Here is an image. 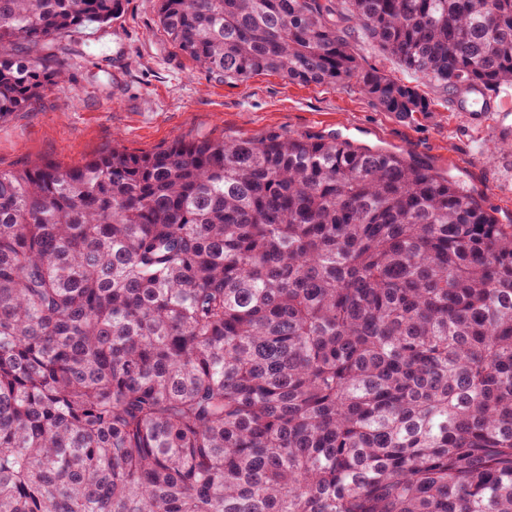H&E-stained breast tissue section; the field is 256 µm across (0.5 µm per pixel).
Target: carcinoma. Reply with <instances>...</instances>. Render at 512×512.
I'll list each match as a JSON object with an SVG mask.
<instances>
[{
	"instance_id": "cac0c4a2",
	"label": "carcinoma",
	"mask_w": 512,
	"mask_h": 512,
	"mask_svg": "<svg viewBox=\"0 0 512 512\" xmlns=\"http://www.w3.org/2000/svg\"><path fill=\"white\" fill-rule=\"evenodd\" d=\"M124 0H0V118ZM160 0L227 81L385 112L512 82V0ZM0 512H512V224L382 149L270 133L0 171ZM355 38L354 45L362 57L361 62L365 68L385 69L397 78L410 79V75L395 62L384 57L377 49Z\"/></svg>"
}]
</instances>
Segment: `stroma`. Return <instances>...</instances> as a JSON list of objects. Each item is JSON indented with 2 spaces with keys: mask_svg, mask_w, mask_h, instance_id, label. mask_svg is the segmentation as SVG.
<instances>
[{
  "mask_svg": "<svg viewBox=\"0 0 512 512\" xmlns=\"http://www.w3.org/2000/svg\"><path fill=\"white\" fill-rule=\"evenodd\" d=\"M158 9V0H125L116 19L65 36L66 86L0 118V170L73 165L114 145L141 153L273 132L335 137L432 166L512 224V131L481 126L453 94L423 85L429 111L401 119L375 108L354 82L302 85L273 72L227 81L170 45Z\"/></svg>",
  "mask_w": 512,
  "mask_h": 512,
  "instance_id": "1",
  "label": "stroma"
}]
</instances>
